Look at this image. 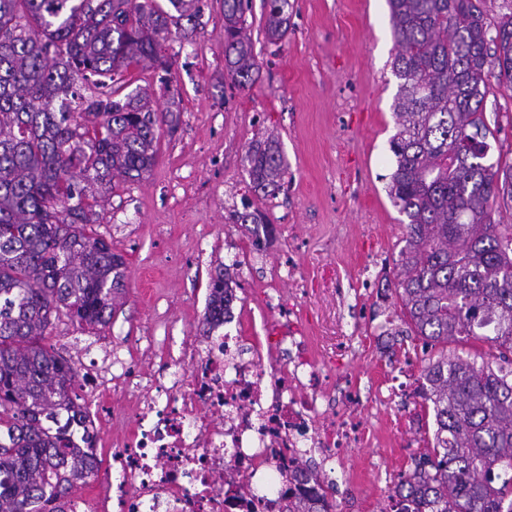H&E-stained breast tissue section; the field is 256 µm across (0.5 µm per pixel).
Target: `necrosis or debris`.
I'll list each match as a JSON object with an SVG mask.
<instances>
[{
	"mask_svg": "<svg viewBox=\"0 0 512 512\" xmlns=\"http://www.w3.org/2000/svg\"><path fill=\"white\" fill-rule=\"evenodd\" d=\"M267 343L283 365L265 368L238 336L181 345L112 453L122 479L105 486L111 512H287L294 472L311 462L323 488L334 485L333 467L374 438L364 406L401 391L360 395L344 354L316 361L297 323Z\"/></svg>",
	"mask_w": 512,
	"mask_h": 512,
	"instance_id": "obj_1",
	"label": "necrosis or debris"
}]
</instances>
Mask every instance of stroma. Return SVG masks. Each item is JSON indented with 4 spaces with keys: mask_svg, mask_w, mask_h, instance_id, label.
Listing matches in <instances>:
<instances>
[{
    "mask_svg": "<svg viewBox=\"0 0 512 512\" xmlns=\"http://www.w3.org/2000/svg\"><path fill=\"white\" fill-rule=\"evenodd\" d=\"M287 36L269 43L263 0H252L247 23L259 78L248 89L224 81L222 0H201L198 26L170 38L161 53L169 69L135 70L156 106L177 103L172 126L158 134L154 165L141 178L114 180L96 210L95 231L122 254L127 291L102 334L56 321L50 344L79 371L104 367L106 352L124 360L127 378L86 400L97 411V475L75 489L102 503L115 444L129 431L149 385L183 338L202 337L209 282L223 265L242 303L224 329L256 342L284 321L292 282L275 300L264 290L281 266L307 282L299 303L303 328L326 354L346 336L365 351L353 359L357 389L388 388L402 374L420 378L427 357L415 338L390 337L368 353L386 316H400L390 285L403 242V216L387 195L394 169L390 140L399 81L396 43L386 0H291ZM483 109L498 132L492 156L512 164V91L492 87ZM278 139L287 166L282 190L256 197L245 154L255 141ZM252 202L271 221L264 248L253 227L233 224L231 210ZM420 399L370 408L383 427L374 447L352 453L339 481L334 512H390L389 474L407 469L419 441L432 439L433 415Z\"/></svg>",
    "mask_w": 512,
    "mask_h": 512,
    "instance_id": "stroma-1",
    "label": "stroma"
}]
</instances>
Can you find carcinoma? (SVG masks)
<instances>
[{
  "mask_svg": "<svg viewBox=\"0 0 512 512\" xmlns=\"http://www.w3.org/2000/svg\"><path fill=\"white\" fill-rule=\"evenodd\" d=\"M200 0H0V512H56L97 474L78 373L48 336L60 316L100 333L125 292V260L89 230L112 179H138L173 109L155 108L133 71L196 22ZM268 41L288 34L290 0H266ZM400 80L387 195L404 215L396 294L405 330L427 347L463 340L512 353V164L491 161L483 103L512 90V15L488 36L481 0H388ZM224 80L244 90L259 67L245 14L222 0ZM254 191L283 186L278 141L246 155ZM235 222L270 224L258 209ZM229 279L211 278L204 320L230 316ZM434 440L397 474L396 512H512V359L441 353L421 374ZM327 508L316 488L288 512Z\"/></svg>",
  "mask_w": 512,
  "mask_h": 512,
  "instance_id": "1",
  "label": "carcinoma"
}]
</instances>
